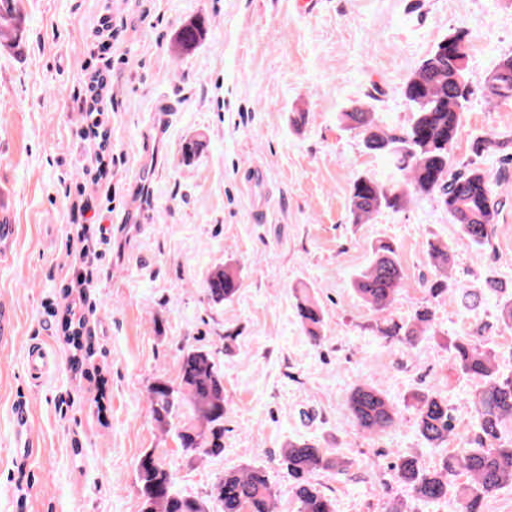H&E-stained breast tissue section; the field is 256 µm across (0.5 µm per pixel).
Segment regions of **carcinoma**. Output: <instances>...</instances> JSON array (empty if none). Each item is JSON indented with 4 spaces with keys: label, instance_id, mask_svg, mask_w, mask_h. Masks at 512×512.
Listing matches in <instances>:
<instances>
[{
    "label": "carcinoma",
    "instance_id": "carcinoma-1",
    "mask_svg": "<svg viewBox=\"0 0 512 512\" xmlns=\"http://www.w3.org/2000/svg\"><path fill=\"white\" fill-rule=\"evenodd\" d=\"M454 53L442 56L438 49L422 61L407 80L404 96L413 112L406 127L377 124L373 113L354 109L341 114L342 122L363 135L367 151L386 160L396 175L390 182L370 177L357 179L351 188V212L356 219L368 218L382 208L400 210L410 195L437 193L453 223L476 245L490 242L500 202L486 173L475 161L451 167V152L457 138L460 114L469 91L467 33H454ZM491 96L512 99V56L502 59L492 72ZM503 143L494 135L475 144L478 157L495 155ZM396 250L388 242L374 250L370 264L356 275L353 288L376 312L388 310L402 286V270ZM428 256L434 277L426 280L431 298L448 291L451 254L448 245L428 243ZM486 289L495 296V322H477L459 336L448 337L452 366L461 376L474 380L473 422L465 430L441 394L428 390L413 395L415 427L431 448H441L448 437L460 440L456 454L442 459L429 469L410 455L392 465L396 482L407 497H395L386 512H411L408 500L435 503L453 497L458 512H482L486 496L512 487V438L503 435L506 422L512 420V372H502L497 356L486 346L493 330L512 329V292L493 276L485 280ZM239 288L236 271L216 270L207 280L210 299L221 303L235 296ZM297 316L313 341L320 340L324 312L316 300L305 295L297 300ZM434 313L428 306L407 319L389 318L376 325V335L414 348L432 331ZM181 383L174 388L164 381L149 390L152 415L161 426H171L181 408L191 410L193 421L178 428L176 437L189 458L214 457L224 453V376L205 347L187 350L180 365ZM354 422L370 434L387 433L400 425L398 411L386 394L371 385L355 386L348 399ZM153 465H138V481L143 512H208L207 500L184 496L174 489V474L166 469L154 452ZM280 466L292 480L291 491L297 512H335L334 502L315 482L321 471L342 474L350 461L336 452L306 440L290 441L281 449ZM467 475L458 484L456 473ZM217 501L222 512H276V494L262 466H248L224 472L211 487L208 500Z\"/></svg>",
    "mask_w": 512,
    "mask_h": 512
}]
</instances>
